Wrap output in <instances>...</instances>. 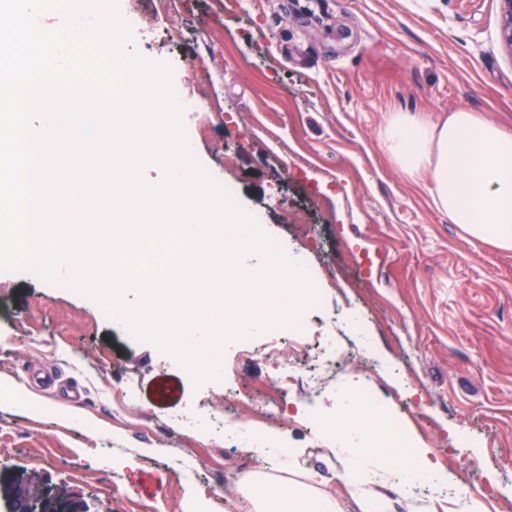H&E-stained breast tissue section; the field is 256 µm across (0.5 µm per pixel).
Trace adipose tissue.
<instances>
[{"mask_svg":"<svg viewBox=\"0 0 512 512\" xmlns=\"http://www.w3.org/2000/svg\"><path fill=\"white\" fill-rule=\"evenodd\" d=\"M392 163L405 175L429 173L433 198L471 238L512 250V134L477 113L459 110L434 122L408 112L392 115L383 132ZM386 409L363 402L355 386L336 394L332 443L343 463L342 479L362 512H385L375 487L396 474L405 484H438L445 476L432 452L414 442L404 452L388 449L380 429ZM256 512H336L335 501L310 485L260 484Z\"/></svg>","mask_w":512,"mask_h":512,"instance_id":"obj_1","label":"adipose tissue"}]
</instances>
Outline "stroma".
Here are the masks:
<instances>
[{"label":"stroma","mask_w":512,"mask_h":512,"mask_svg":"<svg viewBox=\"0 0 512 512\" xmlns=\"http://www.w3.org/2000/svg\"><path fill=\"white\" fill-rule=\"evenodd\" d=\"M118 10L126 52L169 65L172 86L200 98L182 114L195 159L299 253L321 302L301 343L272 330L229 342L221 380L197 386L91 298L0 272V512L32 480L44 487L37 512L77 494L87 512H253V477L312 474L341 512H360L313 423L335 416L347 376L490 512H512V250L453 224L429 176L406 177L382 141L397 112L438 122L469 110L512 132L499 0H118ZM351 310L361 332L344 322ZM326 336L335 364L301 376ZM285 368L296 377L286 404L257 416ZM28 398L74 419L26 411ZM228 398L287 441L293 469L226 441L219 425L192 427L222 419ZM380 492L387 512L437 507L419 484Z\"/></svg>","instance_id":"1"}]
</instances>
